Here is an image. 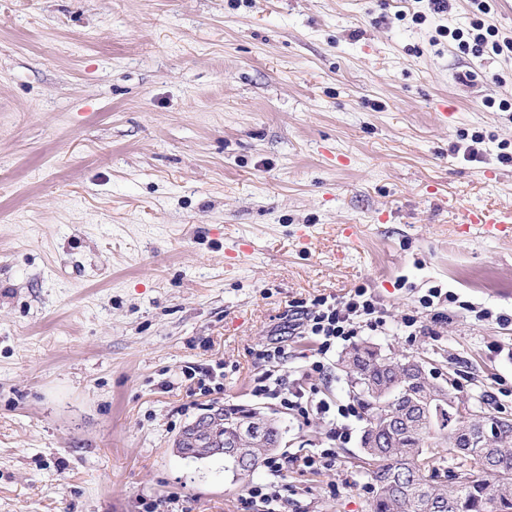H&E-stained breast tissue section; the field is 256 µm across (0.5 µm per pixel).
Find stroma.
I'll use <instances>...</instances> for the list:
<instances>
[{"label":"stroma","mask_w":512,"mask_h":512,"mask_svg":"<svg viewBox=\"0 0 512 512\" xmlns=\"http://www.w3.org/2000/svg\"><path fill=\"white\" fill-rule=\"evenodd\" d=\"M474 18L469 0H0V512H167L173 491L178 512H237L274 479L281 512H369L364 419L308 472L331 423L252 394L271 344L284 379L352 402L348 345L319 375L288 327L359 286L385 328L357 344L512 417V239L459 229L512 207V53L438 34ZM435 286L457 297L438 316L418 303ZM216 364L222 390L183 375ZM233 405L279 419L280 477L177 454ZM350 428L348 424H342L336 427L331 432L330 441L332 442L329 448H322L319 452L307 455L301 459V465L305 470L318 472L322 469L332 466L335 463V451L337 442H344L350 438Z\"/></svg>","instance_id":"stroma-1"}]
</instances>
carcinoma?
<instances>
[{
    "label": "carcinoma",
    "instance_id": "1",
    "mask_svg": "<svg viewBox=\"0 0 512 512\" xmlns=\"http://www.w3.org/2000/svg\"><path fill=\"white\" fill-rule=\"evenodd\" d=\"M414 358L390 357L374 347H354L343 359L354 397L366 415L362 435L363 464L372 492L370 512H512V431L507 443L489 453L467 448L454 455L448 437L436 445L418 411L435 402L437 392L425 382L408 386L404 418H386L391 393L399 390V379L410 376ZM223 419L208 437L220 441L234 435L235 425L259 412L245 408H222ZM281 426L267 419L266 448H241L238 457L224 463L239 476H251L275 450ZM456 508L448 509V501Z\"/></svg>",
    "mask_w": 512,
    "mask_h": 512
}]
</instances>
